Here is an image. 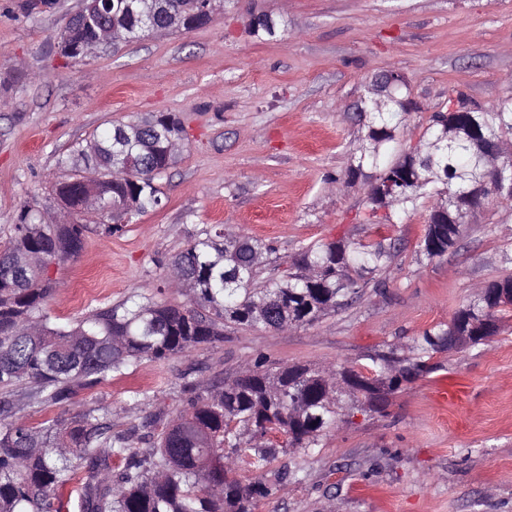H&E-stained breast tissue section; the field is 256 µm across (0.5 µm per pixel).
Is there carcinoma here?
<instances>
[{
  "label": "carcinoma",
  "mask_w": 512,
  "mask_h": 512,
  "mask_svg": "<svg viewBox=\"0 0 512 512\" xmlns=\"http://www.w3.org/2000/svg\"><path fill=\"white\" fill-rule=\"evenodd\" d=\"M100 22L99 16L75 12L65 27L70 38L59 41L63 55L70 56V45L93 40ZM143 37V21L130 14L113 45ZM405 88L398 75L390 100L379 105L367 99V144L345 173L354 179L368 166L378 182L401 168L411 171L386 200L370 191L372 212L384 210L383 225L422 198L438 204L445 197L463 200L483 179L474 137L443 135V128L464 119L456 112L434 113L420 146L386 159L397 141V117L407 113ZM166 117L141 140H123L122 123L114 122L58 159L61 176L52 196L73 220L45 224L39 205L27 204L17 213L14 236L0 245V512H68L76 480L79 512H256L258 502L279 492L265 480L269 466L293 448L315 447L335 425L342 396H360L369 410L385 411L393 395L434 369L433 354L489 339L500 331V312L512 307L511 276L486 283L485 295L459 309L447 327L425 332L417 357L405 364L378 356L364 371L332 363L284 365L259 355L242 368L245 376L220 388L186 385L191 397L179 415H157L153 431L137 439L112 434V427L89 413L36 423L17 415L14 396L23 385L28 407L59 405L114 374L132 372L144 358L165 361L214 347L224 342L226 327L284 331L310 325L336 310L347 294L360 293L364 275L391 259V247L381 241H321L300 250L295 271L262 280L268 245L204 224L165 267L169 287L182 290L178 273L191 284L189 304L136 294L67 326L51 323L46 305L54 282L38 258L60 264L82 250L87 225L84 213L75 210L81 192L75 178L85 168L116 172V180L93 187L103 204L127 207L134 216L159 208L156 179L169 168L166 147L184 141L179 119ZM473 118L487 138L500 139L502 131H512V93ZM461 232L450 204L448 219L426 225L418 252L428 260L440 257ZM112 458L124 461L116 475Z\"/></svg>",
  "instance_id": "obj_1"
}]
</instances>
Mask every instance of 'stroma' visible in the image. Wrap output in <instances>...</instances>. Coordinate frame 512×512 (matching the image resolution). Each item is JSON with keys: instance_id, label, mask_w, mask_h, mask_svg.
<instances>
[{"instance_id": "35a3bbf8", "label": "stroma", "mask_w": 512, "mask_h": 512, "mask_svg": "<svg viewBox=\"0 0 512 512\" xmlns=\"http://www.w3.org/2000/svg\"><path fill=\"white\" fill-rule=\"evenodd\" d=\"M82 0L29 12L0 0V242L21 206L49 202L57 160L115 121L155 112L180 117L185 147L159 178L162 204L111 236L92 230L80 254L51 271L53 323L66 325L131 294L161 295L165 261L213 224L273 247L279 274L316 241L388 238L395 249L360 297L288 331L228 329L224 342L164 362L141 360L71 403L33 414L95 412L113 431L148 434L175 417L185 381L212 386L257 354L282 364L365 365L409 358L427 330L447 325L477 286L512 275V203L488 197L456 245L418 252L430 201L379 229L369 220L372 170L344 180L366 133L350 111L371 78L392 70L416 109L389 156L423 137L433 112L457 99L486 108L512 92V0H224L189 33L108 49L82 63L57 37ZM269 12L275 36L245 29ZM485 343L435 354L434 372L396 393L384 412L343 399L335 426L313 448L279 456L267 471L297 470L261 512H512V309Z\"/></svg>"}]
</instances>
